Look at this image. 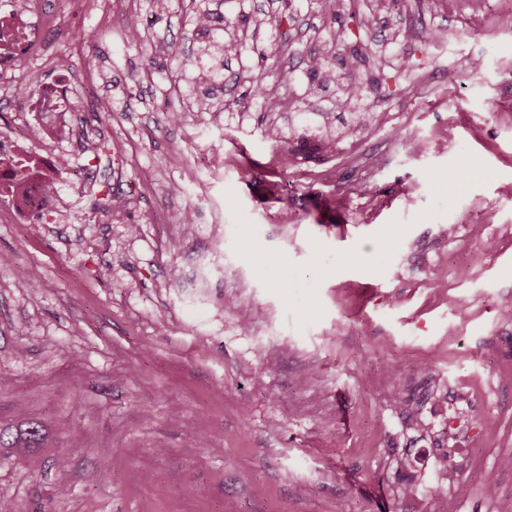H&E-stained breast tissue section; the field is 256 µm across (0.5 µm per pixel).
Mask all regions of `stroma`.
<instances>
[{
	"label": "stroma",
	"instance_id": "35a3bbf8",
	"mask_svg": "<svg viewBox=\"0 0 512 512\" xmlns=\"http://www.w3.org/2000/svg\"><path fill=\"white\" fill-rule=\"evenodd\" d=\"M372 2L367 43L361 17L308 0L164 12L42 0L58 36L17 81L82 71L93 52L112 102L105 114L91 95L73 135L44 147L70 163L54 189L63 217L0 221V426L43 433L41 447L0 450V500L17 512H512V85L496 80L512 65V15L489 0ZM201 8L237 22L245 45L219 81L159 51L223 42L195 31ZM417 23L455 36L401 41ZM466 53L484 69L462 67ZM323 57L326 77L312 78ZM443 69L459 81H423ZM352 71L360 97L324 121ZM255 79L298 109L262 113ZM238 101L252 105L244 125ZM355 116L362 141L314 153ZM267 123L285 146L263 137ZM207 151L223 169L203 164ZM377 241L379 259L362 260ZM489 373L502 387L474 404L478 434L454 474L396 493L394 457L448 446L412 427L428 421L424 403Z\"/></svg>",
	"mask_w": 512,
	"mask_h": 512
}]
</instances>
